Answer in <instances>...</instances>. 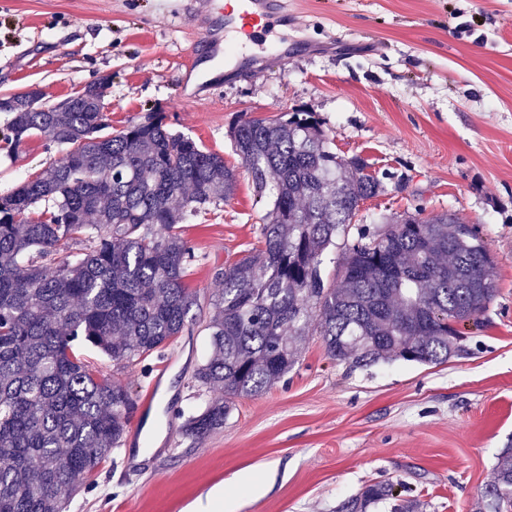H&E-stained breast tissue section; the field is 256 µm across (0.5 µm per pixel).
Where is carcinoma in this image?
Listing matches in <instances>:
<instances>
[{"label":"carcinoma","instance_id":"cac0c4a2","mask_svg":"<svg viewBox=\"0 0 512 512\" xmlns=\"http://www.w3.org/2000/svg\"><path fill=\"white\" fill-rule=\"evenodd\" d=\"M108 86L88 85L64 111L0 98L9 154L37 135L65 150L0 195V512H67L122 442L130 388L101 375L86 348L125 369L201 328L212 356L192 386L224 396L177 411L185 435L200 440L224 427L232 399L280 382L312 331L332 360L368 368L446 362L462 352L458 326L482 324L497 297L495 262L452 213L360 226L344 243L339 283L325 282V255L385 187L363 158L332 150L312 112L231 129L268 209L259 246L221 273L214 313L199 316L186 283L196 254L180 225L230 197L236 173L161 116L110 132L100 111ZM493 470L486 506L512 512V441ZM391 497L389 484L364 485L338 512H370Z\"/></svg>","mask_w":512,"mask_h":512}]
</instances>
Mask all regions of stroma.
<instances>
[{
    "mask_svg": "<svg viewBox=\"0 0 512 512\" xmlns=\"http://www.w3.org/2000/svg\"><path fill=\"white\" fill-rule=\"evenodd\" d=\"M207 0H0V97L38 88L60 102L111 76L113 129L161 114L168 128L223 156L233 195L191 219L201 300L218 272L258 244L266 203L234 151L244 118L314 112L336 153L364 158L385 194L356 217L423 211L476 225L496 260L498 296L466 355L442 364L352 368L304 337L300 360L267 392L238 397L219 431H182L200 401L191 376L210 353L187 331L119 372L135 402L166 389L144 431L128 427L70 512H196L224 492L233 512H337L363 485L393 483L427 512H481L496 454L512 438V0H288V60L256 51L189 81L182 49L218 23ZM0 112V195L61 158L43 137L9 156Z\"/></svg>",
    "mask_w": 512,
    "mask_h": 512,
    "instance_id": "stroma-1",
    "label": "stroma"
}]
</instances>
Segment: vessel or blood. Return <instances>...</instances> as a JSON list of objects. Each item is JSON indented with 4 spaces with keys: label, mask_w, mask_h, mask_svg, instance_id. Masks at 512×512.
Segmentation results:
<instances>
[{
    "label": "vessel or blood",
    "mask_w": 512,
    "mask_h": 512,
    "mask_svg": "<svg viewBox=\"0 0 512 512\" xmlns=\"http://www.w3.org/2000/svg\"><path fill=\"white\" fill-rule=\"evenodd\" d=\"M210 8L222 16L224 27L206 35L209 62L231 59L253 44L274 58H287L288 40L279 31L288 22L283 0H210Z\"/></svg>",
    "instance_id": "1"
}]
</instances>
